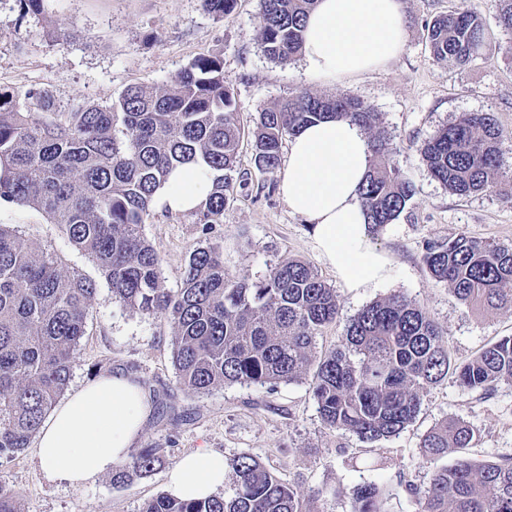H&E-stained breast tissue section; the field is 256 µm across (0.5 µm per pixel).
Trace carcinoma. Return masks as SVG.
I'll list each match as a JSON object with an SVG mask.
<instances>
[{
    "instance_id": "carcinoma-1",
    "label": "carcinoma",
    "mask_w": 512,
    "mask_h": 512,
    "mask_svg": "<svg viewBox=\"0 0 512 512\" xmlns=\"http://www.w3.org/2000/svg\"><path fill=\"white\" fill-rule=\"evenodd\" d=\"M218 16L237 0H201ZM317 0H261V48L285 66L301 55L304 20ZM498 27L512 33V0H495ZM484 23L476 11L451 10L428 27L434 61L460 68L480 55ZM324 118L349 119L367 134L371 168L358 198L368 232L397 221L414 189L391 162L379 117L353 97L295 94L258 113L252 131L257 167L273 173L287 136ZM243 131L224 84L219 57L199 56L159 91L130 85L110 105L61 110L60 97L0 88V202L25 205L65 228L69 240L101 268L112 299L142 314H160L174 329L179 384L198 394L232 384L276 385L309 378L317 413L332 430L375 443L398 435L420 412L421 393L453 377L460 387L492 396L512 383V336L452 361L438 325L416 302L392 294L364 306L347 324L341 347L322 354L317 338L336 321V290L310 264L280 261L257 279L230 278L223 249L208 242L189 257L180 287L164 285L158 251L143 224L170 172L202 166L211 190L188 212L194 223L223 221L236 191ZM435 180L467 196L502 184V132L489 112H465L421 148ZM431 276L457 300L482 310L512 309V247L464 233L430 243ZM96 285L61 270L47 247H34L0 225V458L29 446L68 387L74 351L86 335ZM474 430L444 420L424 435L430 458L463 452ZM159 462L142 448L114 480L148 473ZM416 498L418 512H512V455L474 464L461 457L435 472ZM382 490L359 486L349 512H382ZM141 512H307L305 493L257 457L228 462L224 494L182 500L160 494Z\"/></svg>"
}]
</instances>
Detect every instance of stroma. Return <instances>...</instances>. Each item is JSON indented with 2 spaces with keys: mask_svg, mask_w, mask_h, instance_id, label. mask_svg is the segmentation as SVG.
<instances>
[{
  "mask_svg": "<svg viewBox=\"0 0 512 512\" xmlns=\"http://www.w3.org/2000/svg\"><path fill=\"white\" fill-rule=\"evenodd\" d=\"M406 43L385 70L357 78L320 81L300 61L280 66L263 54L260 0H237L225 17L207 12L201 0H45L42 13L21 14L17 0H0V85L23 92L44 90L67 103L100 105L117 100L132 84L159 90L197 56L224 62V83L234 94L244 133H251L262 108L307 91L350 96L380 115L396 150L393 164L412 182L414 196L395 223L369 237L386 259L383 280L345 287L317 250L310 225L290 212L279 191V174L260 171L250 142H243L236 179L246 187L224 208L222 223L202 229L191 217L154 201L143 226L161 257L169 288L179 287L191 252L204 241L222 244L224 268L233 277L264 275L280 260L310 263L336 290L339 317L317 339L320 351L336 346L348 320L365 305L400 293L422 306L438 324L453 359L462 362L488 344L512 336V310L476 311L460 304L448 286L433 280L423 261L430 243L458 234L512 247V205L488 190L450 194L430 175L422 144L462 112L493 113L503 131L502 168L512 180V36L496 25L493 0H402ZM454 9L480 12L485 35L480 57L458 68L433 61L427 27ZM0 224L18 230L34 245L50 246L65 272L96 284L87 333L72 358L69 390L103 374H137L153 393V410L140 447L157 449L160 465L147 474L113 482L105 473L82 487L46 479L34 448L0 460V488L16 494L22 512H141L164 493L167 474L183 456L200 449L225 458L247 452L301 490H317L311 512H347L354 490L373 482L383 487V512H416L405 481L426 486L441 466L420 442L444 419H458L474 432L467 457L476 463L512 454V385L488 399L454 379L428 387L416 421L399 436L367 444L349 432L326 427L306 380L288 384L232 385L207 394L178 382L172 360L174 333L160 315L132 312L112 299L96 263L69 241L61 225L22 205H0ZM383 468H376V461Z\"/></svg>",
  "mask_w": 512,
  "mask_h": 512,
  "instance_id": "1",
  "label": "stroma"
}]
</instances>
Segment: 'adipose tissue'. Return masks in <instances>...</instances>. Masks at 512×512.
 <instances>
[{
	"label": "adipose tissue",
	"instance_id": "adipose-tissue-1",
	"mask_svg": "<svg viewBox=\"0 0 512 512\" xmlns=\"http://www.w3.org/2000/svg\"><path fill=\"white\" fill-rule=\"evenodd\" d=\"M406 36L402 0H318L307 20L302 62L313 78H355L386 68ZM369 168L367 139L347 120L322 119L288 141L279 192L293 214L310 224L319 252L345 287L361 288L384 276L385 260L368 243L357 189ZM208 172L175 170L163 195L166 207L185 212L209 193ZM152 394L131 373L108 374L79 388L42 425L37 457L49 481L73 488L125 462L150 417ZM223 454L199 451L170 470L167 490L181 499L223 488Z\"/></svg>",
	"mask_w": 512,
	"mask_h": 512
}]
</instances>
